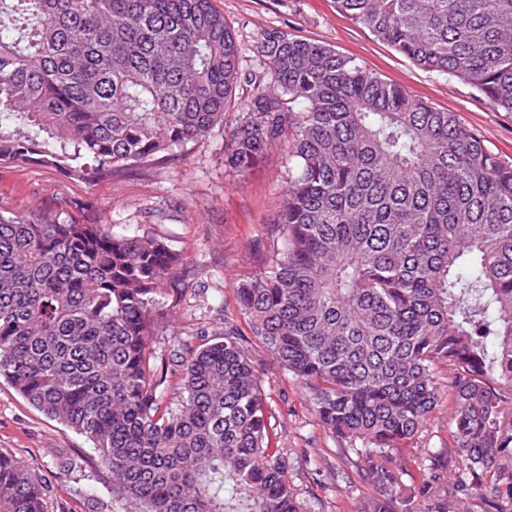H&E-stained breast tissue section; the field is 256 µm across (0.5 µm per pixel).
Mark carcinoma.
<instances>
[{
    "mask_svg": "<svg viewBox=\"0 0 512 512\" xmlns=\"http://www.w3.org/2000/svg\"><path fill=\"white\" fill-rule=\"evenodd\" d=\"M336 7L512 112V0ZM259 53L269 78L238 103L242 48L213 0H0V164L112 178L226 127L239 173L286 148L276 245L235 288L252 335L327 433L364 444L363 512H415L398 457L442 371L455 448L428 454L422 512H512V164L330 45L273 32ZM181 263L148 234L1 215L0 378L85 436L139 512H299L234 319L155 351ZM0 512H45L43 484L3 452Z\"/></svg>",
    "mask_w": 512,
    "mask_h": 512,
    "instance_id": "carcinoma-1",
    "label": "carcinoma"
}]
</instances>
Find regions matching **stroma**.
Returning a JSON list of instances; mask_svg holds the SVG:
<instances>
[{
    "instance_id": "35a3bbf8",
    "label": "stroma",
    "mask_w": 512,
    "mask_h": 512,
    "mask_svg": "<svg viewBox=\"0 0 512 512\" xmlns=\"http://www.w3.org/2000/svg\"><path fill=\"white\" fill-rule=\"evenodd\" d=\"M214 5L241 44L243 72L263 74L256 47L267 32L331 45L411 95L455 113L494 153L512 162L511 113L493 108L462 81L422 70L340 13L336 0H214ZM222 145L217 133L186 158L114 180L70 179L50 166L0 165V215L139 230L180 250L183 261L160 295L167 318L156 331L157 352H169L172 337L193 342L222 330L225 317H232L246 336L271 422L282 434L299 512H361L373 486L357 478L354 460L340 451L341 441L325 432L304 386L251 336L233 292L236 283L266 264L288 152L271 150L239 175L225 168ZM449 408L441 402L403 450L400 495L418 488L429 452L453 447ZM0 451L42 478L47 512H136L134 503L113 499L112 477L87 438L35 409L2 379Z\"/></svg>"
}]
</instances>
